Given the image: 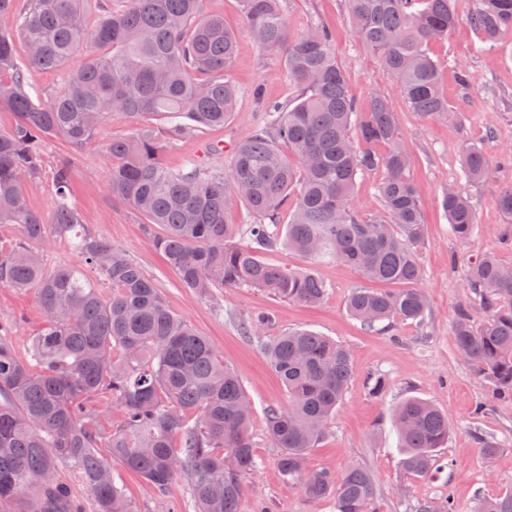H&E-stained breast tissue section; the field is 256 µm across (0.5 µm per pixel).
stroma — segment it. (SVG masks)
<instances>
[{
  "label": "stroma",
  "instance_id": "35a3bbf8",
  "mask_svg": "<svg viewBox=\"0 0 512 512\" xmlns=\"http://www.w3.org/2000/svg\"><path fill=\"white\" fill-rule=\"evenodd\" d=\"M282 4L292 35H301L317 20L332 28L339 62L358 103H365L376 90L392 95L400 136L412 157L409 175L426 223L425 243L417 250L421 286L429 304L424 322L394 319L385 330L365 328L346 309L352 291L368 285L360 272L344 263L312 261L285 248L268 253L267 261L291 270H313L327 285L319 304L289 302L246 287L218 289L210 296L185 288L163 254L152 247L143 217L107 190L112 158L106 146L137 127L123 114L114 115L82 149H72L61 138L42 144L43 174L27 183V204L43 217L51 216V173L59 161H69L70 201L85 232L126 250L152 278L169 309L206 336L225 366L238 374L253 403L250 430L258 462L255 471L242 477L240 512H335L333 499L310 501L297 483L281 474V451L266 435L268 408L286 405L288 395L267 361L262 341L299 328L328 336L354 357L345 396L326 437L309 452V467L339 476L351 466L368 470L376 486V512H415L420 501L446 497L452 499L456 512H474L479 501L512 489V404L495 401L489 381L458 351L453 321L464 305L472 306L475 323L485 318L474 306V294L463 286L469 261L492 255L512 264V246L500 238L506 219L497 206L499 193L512 186V168L500 162L503 147L512 144V35L490 47L462 21L448 38L430 45L441 91L455 114L448 122L410 111L395 95L391 76L352 33L346 0H282ZM203 10L223 15L238 34L230 70L239 90L238 105L224 126L198 128L166 148L162 161L172 169L189 160L204 170L228 163L231 148L262 123L267 105L287 103L296 95L282 72V52L263 48L253 39L242 0H203ZM96 52L94 44L85 43L65 69H32L26 80L42 98L53 97L64 89L67 74L83 67ZM463 72L468 75L464 81L459 78ZM258 87L263 90L259 98L254 95ZM472 145L481 147L489 161L488 176L477 183L467 182L462 168V153ZM451 186L467 193L476 213L477 224L464 242L452 235L441 205L444 189ZM256 313L270 319L264 337L243 335L241 320ZM43 325L32 290L0 287V330L19 355H27L32 336ZM375 374L389 382L379 396L369 390V378ZM407 398L433 403L447 414L450 425L448 443L438 451L445 467L424 478L404 474L399 464L401 448L392 412ZM480 405L485 411L478 416L474 410ZM486 440L498 448L489 461L482 454ZM112 472L133 512H185V479L160 489L120 464H113Z\"/></svg>",
  "mask_w": 512,
  "mask_h": 512
}]
</instances>
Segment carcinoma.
<instances>
[{
  "label": "carcinoma",
  "instance_id": "cac0c4a2",
  "mask_svg": "<svg viewBox=\"0 0 512 512\" xmlns=\"http://www.w3.org/2000/svg\"><path fill=\"white\" fill-rule=\"evenodd\" d=\"M248 26L266 48H285L284 75L299 94L268 108V121L234 149L225 167L207 172L189 161L173 171L159 160L163 144L147 118L170 121L168 141L192 124L218 127L235 112L229 79L237 37L224 18L206 15L203 0H126L103 9L95 28L85 24L84 0H0L14 28L0 31V108L16 114L0 132V224H18L23 237L0 248V286L34 291L45 326L27 356L0 336V509L3 512H81L58 481L67 464L90 491L97 512H130L112 475V462L165 487L188 477L193 512H239L241 475L257 468L249 431L252 402L238 375L209 340L175 315L158 288L125 250L106 239L79 236L86 261L112 288L105 296L76 271L43 262L46 221L26 204L24 187L40 174L38 145L56 137L74 149L92 140L115 114L142 120L107 150L116 160L113 197L145 218L146 233L184 287L200 294L247 286L293 302L315 304L327 285L309 270L292 271L263 254L280 246L314 261H339L366 279L394 284L357 288L347 309L369 328L392 318L420 321L427 310L419 287L417 249L425 223L410 155L396 126L390 97L373 92L356 102L336 57L335 36L322 23L289 35L279 0H243ZM355 36L380 58L408 107L424 117L450 114L431 42L459 23L455 0H347ZM482 43L512 34V0H474L468 17ZM26 48L18 60L15 41ZM102 52L67 74L64 90L44 101L26 89L30 68L60 70L83 44ZM360 115L352 142V117ZM187 118L185 124L181 119ZM288 145L285 155L281 144ZM387 146L385 152L379 145ZM382 169L383 213L363 215L352 205L357 175ZM464 174L478 182L488 161L466 149ZM52 224L77 231L81 218L69 201L70 168L52 173ZM239 204L258 217L245 243L228 215ZM293 210L285 236L277 231L282 207ZM442 206L462 242L476 224L473 206L448 188ZM159 232H153V227ZM495 257L472 262L464 285L485 313L456 315L458 350L493 386V398L512 401V276ZM260 315L241 323L246 336L264 334ZM118 349L123 359L112 358ZM288 405L267 414V437L281 449L279 468L312 501L331 498L336 512H373L374 480L361 467L342 478L307 464L325 437L353 373L348 348L314 331L285 332L265 345ZM104 398L123 413L112 429L99 425L93 404ZM394 422L401 469L426 477L437 469L436 449L448 441V416L416 398L399 404ZM474 512H512V491L479 503Z\"/></svg>",
  "mask_w": 512,
  "mask_h": 512
}]
</instances>
